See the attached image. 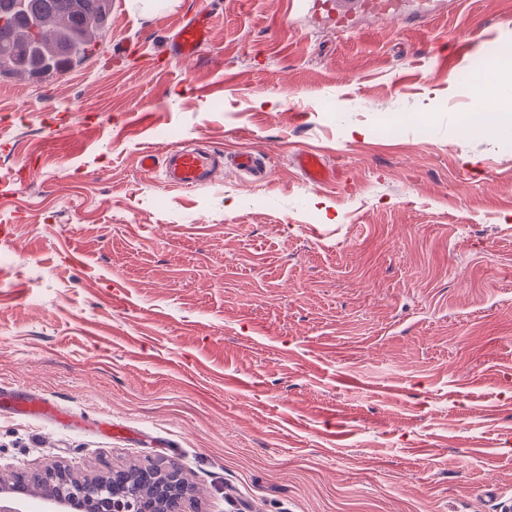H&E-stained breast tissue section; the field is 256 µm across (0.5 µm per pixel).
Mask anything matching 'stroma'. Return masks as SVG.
Masks as SVG:
<instances>
[{
	"instance_id": "obj_1",
	"label": "stroma",
	"mask_w": 512,
	"mask_h": 512,
	"mask_svg": "<svg viewBox=\"0 0 512 512\" xmlns=\"http://www.w3.org/2000/svg\"><path fill=\"white\" fill-rule=\"evenodd\" d=\"M289 2L112 0L85 61L0 79V386L90 421L0 414V465L174 462L183 512H503L512 128H459L512 0L345 31ZM200 5L210 42L175 63ZM195 145L269 162L193 191L138 165ZM295 164L306 181L312 185L327 183L336 177V170L328 167L319 152L306 150L295 157Z\"/></svg>"
}]
</instances>
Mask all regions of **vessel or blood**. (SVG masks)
Masks as SVG:
<instances>
[{"mask_svg": "<svg viewBox=\"0 0 512 512\" xmlns=\"http://www.w3.org/2000/svg\"><path fill=\"white\" fill-rule=\"evenodd\" d=\"M367 0H315L313 8L326 12L337 23H345L361 9ZM210 41V14L199 10L185 15L172 31L170 51L176 62L182 63L197 58ZM141 168L150 170L162 166L168 185L186 189L210 186L219 181L223 171V156L220 153L194 148L174 147L165 155L151 150L139 156ZM295 164L306 181L313 185L327 183L335 178L336 171L326 165L319 152L306 150L295 157ZM12 413L37 418L55 416L54 400L44 396L32 397L15 392L0 393V413Z\"/></svg>", "mask_w": 512, "mask_h": 512, "instance_id": "obj_1", "label": "vessel or blood"}]
</instances>
